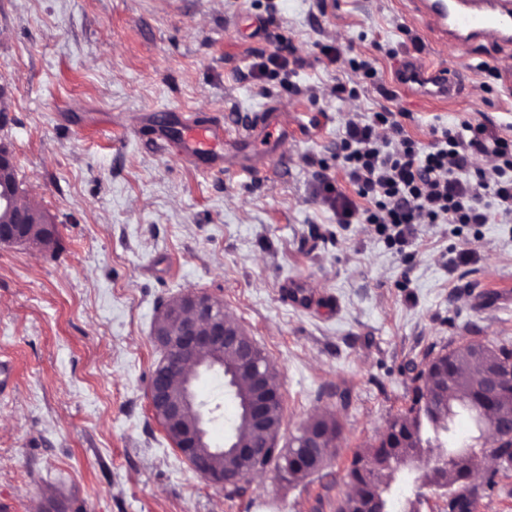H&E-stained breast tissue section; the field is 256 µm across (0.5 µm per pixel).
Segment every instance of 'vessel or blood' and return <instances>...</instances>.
<instances>
[{
  "instance_id": "1",
  "label": "vessel or blood",
  "mask_w": 512,
  "mask_h": 512,
  "mask_svg": "<svg viewBox=\"0 0 512 512\" xmlns=\"http://www.w3.org/2000/svg\"><path fill=\"white\" fill-rule=\"evenodd\" d=\"M403 8L440 43L512 46V0H404ZM394 75L398 86L424 98L448 100L460 91L456 71L414 54L396 62ZM162 124L171 131L165 144L191 166L220 171L231 166L246 173L265 162L290 133L284 112H259L250 123L234 127L218 116L200 122L190 114L178 123L166 118Z\"/></svg>"
}]
</instances>
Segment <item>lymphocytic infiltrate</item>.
<instances>
[{
	"instance_id": "f902f5d3",
	"label": "lymphocytic infiltrate",
	"mask_w": 512,
	"mask_h": 512,
	"mask_svg": "<svg viewBox=\"0 0 512 512\" xmlns=\"http://www.w3.org/2000/svg\"><path fill=\"white\" fill-rule=\"evenodd\" d=\"M422 146L397 112L354 113L336 144V161L355 189L320 175L318 190L337 223L374 227L391 246L408 247L422 224L512 223V139L462 120L432 125ZM492 156L474 167V154Z\"/></svg>"
}]
</instances>
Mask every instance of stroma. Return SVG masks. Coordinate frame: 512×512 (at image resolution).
Instances as JSON below:
<instances>
[{
	"instance_id": "35a3bbf8",
	"label": "stroma",
	"mask_w": 512,
	"mask_h": 512,
	"mask_svg": "<svg viewBox=\"0 0 512 512\" xmlns=\"http://www.w3.org/2000/svg\"><path fill=\"white\" fill-rule=\"evenodd\" d=\"M244 13L276 23L246 40L230 26ZM279 39L303 66L252 77ZM409 52L460 72L459 96L400 90L392 66ZM353 57L372 61L374 84L325 97ZM0 86V141L58 239L0 246V512H336L354 452L410 406L429 359L466 340L512 345V223L424 224L399 253L315 196L317 174L343 177L353 112L403 111L425 146L438 121L512 134V50L436 44L400 0H0ZM163 106L237 124L275 109L294 133L256 172L205 174L155 147ZM289 286L307 288L306 307ZM192 291L277 367L279 447L311 416L336 417L343 439L321 471L290 483L269 466L229 497L173 447L147 395L152 328ZM193 391L223 445L237 416L223 376L199 374Z\"/></svg>"
}]
</instances>
